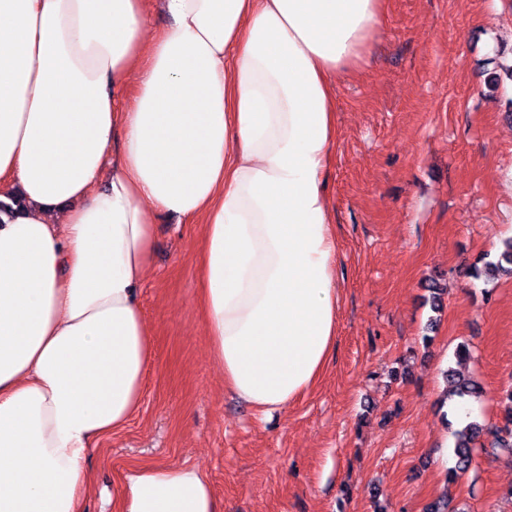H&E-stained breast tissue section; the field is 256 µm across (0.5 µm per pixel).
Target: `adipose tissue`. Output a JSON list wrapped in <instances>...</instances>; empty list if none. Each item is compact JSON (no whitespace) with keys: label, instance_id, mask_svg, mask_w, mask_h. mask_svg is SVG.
<instances>
[{"label":"adipose tissue","instance_id":"ef3b65f1","mask_svg":"<svg viewBox=\"0 0 512 512\" xmlns=\"http://www.w3.org/2000/svg\"><path fill=\"white\" fill-rule=\"evenodd\" d=\"M0 0V512H81L95 440L154 364L137 301L153 211L205 215L210 357L255 410L282 409L336 344L325 192L332 79L383 0ZM132 100H125L127 87ZM118 512H222L198 468L125 475Z\"/></svg>","mask_w":512,"mask_h":512}]
</instances>
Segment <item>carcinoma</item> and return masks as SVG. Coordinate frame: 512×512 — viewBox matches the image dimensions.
Returning a JSON list of instances; mask_svg holds the SVG:
<instances>
[{
  "label": "carcinoma",
  "instance_id": "carcinoma-1",
  "mask_svg": "<svg viewBox=\"0 0 512 512\" xmlns=\"http://www.w3.org/2000/svg\"><path fill=\"white\" fill-rule=\"evenodd\" d=\"M499 274L512 275V237L503 242V248L494 261H486L481 267H474L473 276L494 277ZM449 390L446 395L462 400L479 398L482 395L481 386L473 379L461 377L449 370L446 374ZM502 400L505 403L504 415L501 420L491 423H480L475 420L462 422V427L453 428L452 421L447 425L452 427L451 433L455 439L456 465L446 474L448 483H455L460 474L467 471L472 464L476 448L486 446L500 449L512 454V388L503 391Z\"/></svg>",
  "mask_w": 512,
  "mask_h": 512
}]
</instances>
